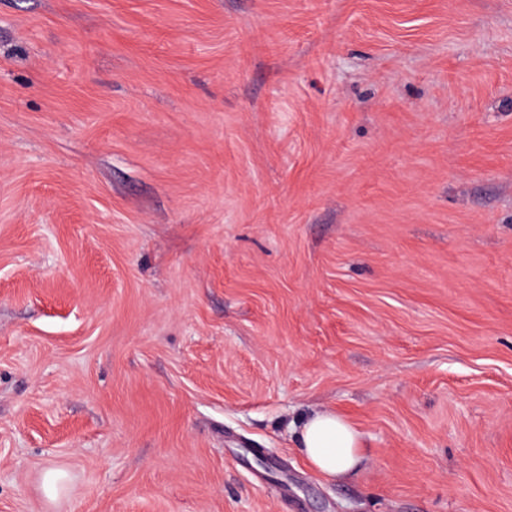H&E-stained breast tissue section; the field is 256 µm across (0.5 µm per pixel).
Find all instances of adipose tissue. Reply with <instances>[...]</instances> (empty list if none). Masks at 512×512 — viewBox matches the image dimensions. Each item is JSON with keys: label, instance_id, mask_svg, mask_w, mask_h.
Listing matches in <instances>:
<instances>
[{"label": "adipose tissue", "instance_id": "1", "mask_svg": "<svg viewBox=\"0 0 512 512\" xmlns=\"http://www.w3.org/2000/svg\"><path fill=\"white\" fill-rule=\"evenodd\" d=\"M297 439L309 465L332 479L351 474L363 454L358 429L332 411H315L305 416L297 429Z\"/></svg>", "mask_w": 512, "mask_h": 512}]
</instances>
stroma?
Instances as JSON below:
<instances>
[{"mask_svg": "<svg viewBox=\"0 0 512 512\" xmlns=\"http://www.w3.org/2000/svg\"><path fill=\"white\" fill-rule=\"evenodd\" d=\"M0 512H512V0H0ZM298 426L299 448L313 469L332 479L354 471L364 448L361 433L348 419L332 411H315Z\"/></svg>", "mask_w": 512, "mask_h": 512, "instance_id": "obj_1", "label": "stroma"}]
</instances>
